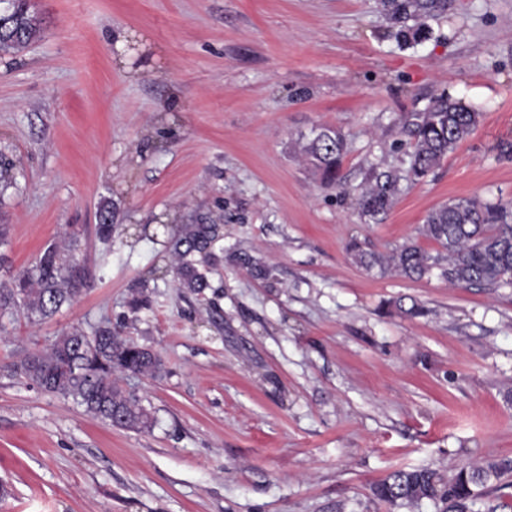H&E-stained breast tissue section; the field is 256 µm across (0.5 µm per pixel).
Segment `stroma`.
<instances>
[{"instance_id": "35a3bbf8", "label": "stroma", "mask_w": 512, "mask_h": 512, "mask_svg": "<svg viewBox=\"0 0 512 512\" xmlns=\"http://www.w3.org/2000/svg\"><path fill=\"white\" fill-rule=\"evenodd\" d=\"M34 3L36 39L0 51V286L74 230L87 279L51 317H0V512H390L372 488L394 469L512 458V286L368 271L346 251L434 256L429 211L512 203V0H456L408 45L379 0ZM442 95L481 124L364 221L366 169L406 168L414 115ZM321 126L347 140L336 185L298 157ZM201 223L219 235L193 291L168 241ZM105 322L163 359L161 376L118 377L150 429L5 370Z\"/></svg>"}]
</instances>
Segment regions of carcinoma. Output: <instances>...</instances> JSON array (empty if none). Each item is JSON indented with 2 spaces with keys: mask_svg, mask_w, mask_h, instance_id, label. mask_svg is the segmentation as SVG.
I'll use <instances>...</instances> for the list:
<instances>
[{
  "mask_svg": "<svg viewBox=\"0 0 512 512\" xmlns=\"http://www.w3.org/2000/svg\"><path fill=\"white\" fill-rule=\"evenodd\" d=\"M385 16L404 43L429 35L427 21L448 12L453 0H380ZM39 21L31 0H13L0 16V51H19L38 35ZM483 113L460 101L440 96L418 113L412 123L413 151L408 167L383 169L371 165L364 187L356 196L363 218L377 223L391 210L403 180L424 179L458 144L478 127ZM347 152L345 136L322 127L302 143L300 153L310 168L334 182ZM112 208L102 206L96 225L97 236L112 238ZM424 234L440 252L432 257L415 245L403 246L384 258L354 241L349 246L353 260L367 268H394L408 277L421 278L434 265H441L448 284L512 285V205L502 202L459 198L432 210L425 219ZM218 235L216 224H188L171 240L172 250L182 258L179 268L183 288L208 287L197 263H209L210 247ZM80 237L71 232L60 245L44 249L35 265L20 273L9 287L0 288V315L23 309L31 316L46 318L70 302L86 279L79 258ZM199 259H193V256ZM42 391L71 398L85 410L111 426L143 430L153 417L136 397L119 385L117 372L151 375L161 373L163 360L156 352L123 339L110 326L91 333L74 329L59 336L45 352H27L9 365ZM512 472V459L502 458L481 465L464 466L446 477L421 468L396 470L373 488L377 500L391 507H413L427 499L437 512H461L466 503Z\"/></svg>",
  "mask_w": 512,
  "mask_h": 512,
  "instance_id": "1",
  "label": "carcinoma"
}]
</instances>
